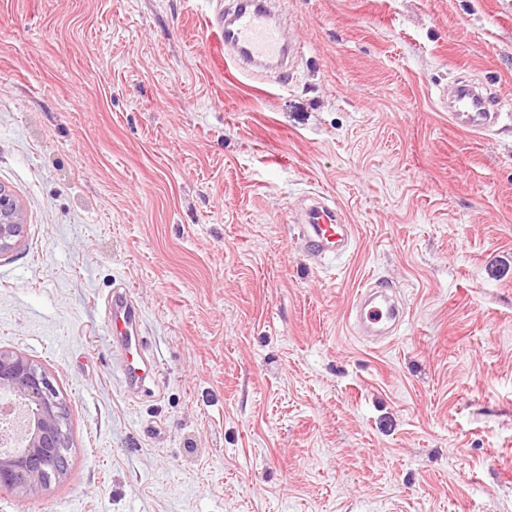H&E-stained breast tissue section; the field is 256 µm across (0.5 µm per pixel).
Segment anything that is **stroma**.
I'll use <instances>...</instances> for the list:
<instances>
[{
    "mask_svg": "<svg viewBox=\"0 0 512 512\" xmlns=\"http://www.w3.org/2000/svg\"><path fill=\"white\" fill-rule=\"evenodd\" d=\"M224 0H0V350L70 467L0 512H512V0H279L284 73L217 74ZM465 77L497 124L454 126ZM352 224L316 261L292 214ZM407 315L377 342L361 287ZM130 292L156 375L117 370ZM22 209L18 200L0 188V254L13 249L24 232Z\"/></svg>",
    "mask_w": 512,
    "mask_h": 512,
    "instance_id": "1",
    "label": "stroma"
}]
</instances>
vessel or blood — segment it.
<instances>
[{"label": "vessel or blood", "instance_id": "b4317fda", "mask_svg": "<svg viewBox=\"0 0 512 512\" xmlns=\"http://www.w3.org/2000/svg\"><path fill=\"white\" fill-rule=\"evenodd\" d=\"M204 25L213 35L207 54L218 68L229 66L244 73L253 66L279 63L289 51L266 0H232L226 14L206 17ZM448 110L456 126L464 130L484 128L496 118L490 100L465 82L455 87ZM300 222L307 251L313 255L335 254L347 247L351 238L344 213L321 200L310 205ZM376 296L374 285H366L361 291L353 309L358 324L376 325L398 317L396 308L376 303ZM110 323L113 341L125 352L121 368L124 381L132 387L141 386L150 370L141 356L144 338L139 313L127 302L113 300Z\"/></svg>", "mask_w": 512, "mask_h": 512}]
</instances>
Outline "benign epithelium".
I'll use <instances>...</instances> for the list:
<instances>
[{
    "mask_svg": "<svg viewBox=\"0 0 512 512\" xmlns=\"http://www.w3.org/2000/svg\"><path fill=\"white\" fill-rule=\"evenodd\" d=\"M24 232L18 200L0 188V254L13 249ZM24 414L21 445L0 451V485L25 495L35 494L51 478L66 472L70 448L67 413L59 393L41 366L29 358L0 351V396Z\"/></svg>",
    "mask_w": 512,
    "mask_h": 512,
    "instance_id": "obj_1",
    "label": "benign epithelium"
}]
</instances>
